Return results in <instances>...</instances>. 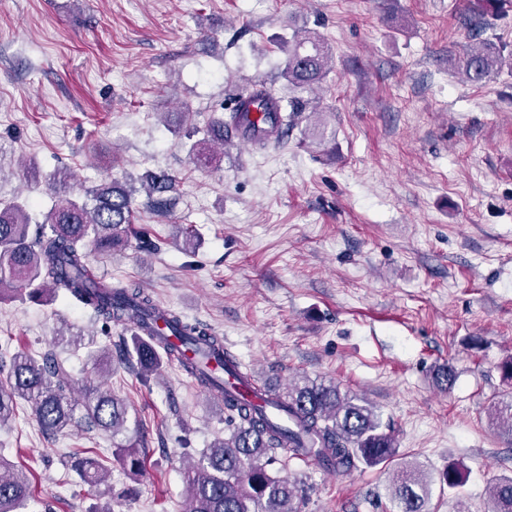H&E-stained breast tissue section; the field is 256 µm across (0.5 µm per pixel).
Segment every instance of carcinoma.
<instances>
[{
    "label": "carcinoma",
    "mask_w": 512,
    "mask_h": 512,
    "mask_svg": "<svg viewBox=\"0 0 512 512\" xmlns=\"http://www.w3.org/2000/svg\"><path fill=\"white\" fill-rule=\"evenodd\" d=\"M505 66L512 67V56L505 57L485 42L469 45L460 58V70L475 83L486 81ZM328 52L315 32L295 33L288 41V58L283 76L296 87L319 84L327 76ZM275 96L265 86L241 95L239 106L224 119L214 112L207 125L208 141L224 142V127L237 125L238 114L269 107ZM206 141V142H208ZM206 142L194 147L193 158L210 164L213 156ZM56 203L41 224L32 223L27 207L18 202H0V291H27L31 299H42L61 292L76 305L91 312L105 324H131L140 332L133 335L128 350L147 377L164 362L178 359L175 349L158 337L154 322L162 319L181 343L195 347L203 356L224 354V361L240 371L239 362L224 352V342L207 328L185 320L161 307L145 289L135 285L111 284L97 277L88 265L84 247L100 252L135 234L145 252L156 243L148 231H133V200L136 189L118 181L101 183L75 194L71 175L56 170L48 178ZM151 206L162 211L170 204L167 193L173 178L165 173L142 179ZM67 343L88 350L94 369L112 371L107 349L95 346L83 336H72ZM197 382L224 399V411L235 422L231 433L215 439L195 462L183 471V482L190 500L188 512H296L300 487L271 473L270 466L282 454L288 460L316 461L326 470L344 473L360 464L386 465L397 455L393 435L383 427L376 408L328 384L303 377L290 383L288 390L275 391L270 400L287 419L277 422L262 409L241 401L219 385L198 362L181 365ZM434 380L444 389L453 386L456 371L448 363L437 369ZM68 373L63 365L46 355L0 351V427L8 425L23 405L32 408L42 432L49 437L66 434L82 426L104 431L117 438L126 430L129 405L109 390L84 387L76 396L67 387ZM490 418L512 435V398L491 403ZM117 456L133 472L141 469L138 443L127 440L116 448ZM74 467L91 487L109 476L101 459L79 458ZM391 501L398 512H427L431 483L421 466L405 462L397 467L390 488ZM495 512H512V477L498 478L489 486ZM32 495L27 476L0 456V512H29Z\"/></svg>",
    "instance_id": "cac0c4a2"
}]
</instances>
